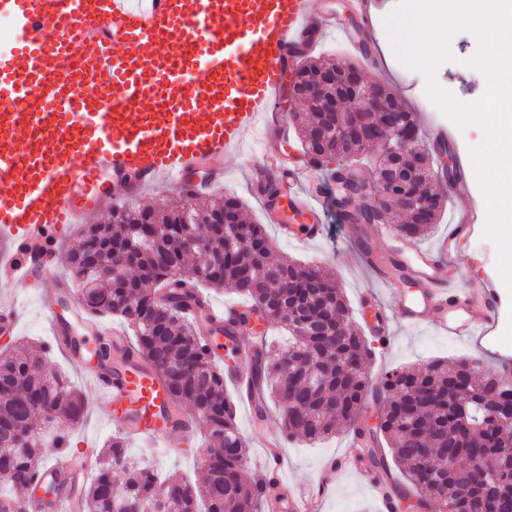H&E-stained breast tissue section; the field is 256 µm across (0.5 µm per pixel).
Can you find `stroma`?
<instances>
[{
	"label": "stroma",
	"mask_w": 512,
	"mask_h": 512,
	"mask_svg": "<svg viewBox=\"0 0 512 512\" xmlns=\"http://www.w3.org/2000/svg\"><path fill=\"white\" fill-rule=\"evenodd\" d=\"M400 0H389L388 10L377 18L378 43L381 61L376 68L362 67L366 83L388 85L400 95L409 111L413 112L419 130L436 126L448 134V144L453 157L457 158L460 170L471 178L472 160L470 150L482 144L483 139L473 127L459 128L451 119L440 112H431L423 104L426 94L424 76L398 62L391 51L388 15L396 11ZM478 47L475 35L460 31L453 35L450 50L453 58L439 65L435 73L437 84L463 103H472L482 97L486 88L484 75L468 66ZM263 145L257 139H247L241 154L226 163L224 193L238 197L245 204L247 221L263 223L260 195L246 178L249 167L258 159ZM329 233L319 243L282 239L275 228H268L267 234L278 255L306 263H318L331 267L340 282L350 306L351 316L356 324H363L372 316V309L361 306L365 294L375 295L383 307H391L396 298L405 293L400 281L388 283L376 279L366 268L358 251L352 231L342 223L336 209H328ZM442 276L457 284L460 292H470L473 284L486 279H499L497 270V248L484 235L483 225H476L472 236L459 253L444 259ZM53 290L52 282L38 287L0 279V304L9 303L16 307L18 326L16 337L35 343H52L54 337L42 314V303ZM462 357L480 359L481 370L489 375L498 374L503 361H512V346L494 343L478 347L472 341L454 338L438 333L432 326L419 328L400 323L392 327V346L388 352H373L367 366L371 377L395 367L420 368L436 359L454 360ZM48 369L66 373L71 381L83 391L86 402V417L71 432V450L91 443L94 449H101L104 442L119 430L118 422L112 418V408L107 401L88 387L82 375L73 367L66 353L55 350L46 360ZM208 431L205 422L197 424V440L183 453L161 454L147 442H133V453L146 455L156 464L162 475L175 476L187 481L195 480L200 472L201 460L208 449ZM355 431L336 434L323 443L310 445L296 439L285 440L282 453V475L288 485L296 491L305 492L314 486L321 470L334 457L352 454ZM318 512H380V502L373 487L367 485L357 474L342 472L334 487L320 499Z\"/></svg>",
	"instance_id": "stroma-1"
}]
</instances>
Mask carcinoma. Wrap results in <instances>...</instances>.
<instances>
[{
    "label": "carcinoma",
    "mask_w": 512,
    "mask_h": 512,
    "mask_svg": "<svg viewBox=\"0 0 512 512\" xmlns=\"http://www.w3.org/2000/svg\"><path fill=\"white\" fill-rule=\"evenodd\" d=\"M354 69L344 60L316 58L303 63L301 75L330 68ZM321 96L303 95L313 121L299 139L304 155L331 168L336 181L340 219L369 249L367 230L393 211L405 222L392 225L404 241H418L437 223L443 191L426 172L431 152L419 144L408 156L379 158L377 178L398 165L402 183L371 201L356 199L358 185L347 178L366 153L364 140L396 110L412 127L413 113L391 89L384 88L374 110L323 112ZM243 204L233 196L206 209L179 202L159 210L125 205L112 210L117 224H88L80 248L69 254L74 278L89 290L80 300L90 315H116L132 327L136 348L160 375L172 399L189 405L207 424L209 462L195 483L159 478L154 467L132 457L127 441L114 435L96 456L95 474L84 488L81 512H112V497L125 498L131 512H159L161 501L179 512H262L270 494L261 483L251 490L242 482L248 466L245 439L224 394V370L202 343L186 310L199 289L228 287L247 297L245 322L277 324L288 331V344L255 351L252 374L258 392L283 407L282 429L290 437L314 444L352 427L368 396L382 395L385 415L377 430L415 489L416 506L427 512H512V481L494 482L498 434L489 432L486 410L512 408V389L499 376L485 375L480 361L434 360L420 370L393 368L372 382L366 364L371 350L352 323L336 273L273 256L264 225L247 224ZM224 211V223L209 224ZM155 220L141 224L143 216ZM196 216L200 224L179 220ZM111 344L96 343L89 358L105 365ZM46 356L15 342L0 352V512H24L19 493L32 488L44 457L64 452L63 440L83 421L85 404L70 379L45 368ZM470 387L469 398L457 389ZM467 412L460 423L458 409ZM455 458L448 466V457Z\"/></svg>",
    "instance_id": "1"
}]
</instances>
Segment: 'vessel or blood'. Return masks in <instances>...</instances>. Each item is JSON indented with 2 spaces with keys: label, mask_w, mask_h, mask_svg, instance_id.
Instances as JSON below:
<instances>
[{
  "label": "vessel or blood",
  "mask_w": 512,
  "mask_h": 512,
  "mask_svg": "<svg viewBox=\"0 0 512 512\" xmlns=\"http://www.w3.org/2000/svg\"><path fill=\"white\" fill-rule=\"evenodd\" d=\"M387 0H350L337 18L317 0H0V15L12 19L21 39L0 43V240L14 248L0 276L25 281L28 259L56 247L71 227L111 208L113 188L133 198L169 182L190 196L224 184V164L247 138L262 132L266 149L250 171L254 183L272 181L286 197L262 203L267 223L285 239L315 241L326 233L324 210L308 197L303 170L275 148L288 139L290 123L278 110L286 74L299 71L311 32L334 33L348 48L376 64L374 19ZM220 66L200 70L198 51ZM448 190L458 209L439 251L416 248L407 267L409 293L391 312L366 321L370 335L389 342L393 322L434 325L441 333L490 340L498 324L501 295L485 285L478 307L453 303L440 275L444 256L457 253L475 223L469 182ZM56 281L43 313L57 340L67 341L72 364L111 402L125 433L175 449L193 442L191 415L174 410L162 379L131 346L124 345L111 369L87 365L88 337L111 335L96 319L76 316L59 323ZM238 367L230 374L250 405L259 398L250 385L251 343L238 341ZM367 461L353 454L331 460L316 489L268 501V512H317L319 499L339 472L366 474ZM90 463L57 455L41 462L36 479L66 491L54 512H72Z\"/></svg>",
  "instance_id": "b4317fda"
}]
</instances>
